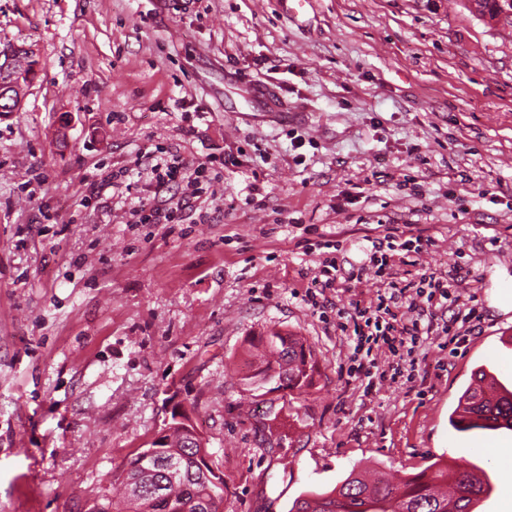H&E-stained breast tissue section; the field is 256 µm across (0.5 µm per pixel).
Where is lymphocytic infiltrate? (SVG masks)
<instances>
[{
  "label": "lymphocytic infiltrate",
  "instance_id": "obj_1",
  "mask_svg": "<svg viewBox=\"0 0 512 512\" xmlns=\"http://www.w3.org/2000/svg\"><path fill=\"white\" fill-rule=\"evenodd\" d=\"M421 250V238L395 228L372 239L366 247L359 276L374 281L375 294L367 300H353L337 309L338 329L347 340L350 353L346 383L356 384L364 397L376 395L396 384L404 365L436 337L444 336L452 352L466 349L474 322L481 318L477 305L463 300L455 284L435 271L417 279H397L394 259H406ZM451 314L439 321L440 311ZM386 363H379V356Z\"/></svg>",
  "mask_w": 512,
  "mask_h": 512
}]
</instances>
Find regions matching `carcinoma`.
Returning <instances> with one entry per match:
<instances>
[{"label":"carcinoma","mask_w":512,"mask_h":512,"mask_svg":"<svg viewBox=\"0 0 512 512\" xmlns=\"http://www.w3.org/2000/svg\"><path fill=\"white\" fill-rule=\"evenodd\" d=\"M467 2L474 14L492 24L496 0ZM257 344L263 349L257 354L260 366L242 378L244 386L257 389L258 382L266 379L276 382L269 388L272 392L281 388L284 377L291 391L303 392L313 385L314 353L303 339L270 331L250 347ZM448 423L458 433L497 430L502 425L512 429V391L491 404L470 385L459 396ZM156 452L162 461L174 459L180 463L182 473L178 479L167 482L160 493H135L137 484L159 477L155 461L142 460L139 452L122 470L121 498L115 500L104 493L90 512H220L224 482L216 483L200 475L202 449L187 447L174 433L171 442ZM488 487L484 472L455 469L444 460L398 484L383 473L367 477L352 471L332 491L296 500L289 512H471L474 501Z\"/></svg>","instance_id":"1"}]
</instances>
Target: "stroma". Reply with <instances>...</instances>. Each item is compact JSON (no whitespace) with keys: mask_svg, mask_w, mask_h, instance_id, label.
<instances>
[{"mask_svg":"<svg viewBox=\"0 0 512 512\" xmlns=\"http://www.w3.org/2000/svg\"><path fill=\"white\" fill-rule=\"evenodd\" d=\"M38 75L0 112V512H88L182 406L224 476V512H289L351 471L478 466L512 512V451L448 413L512 345V39L461 0H0V49ZM178 158L195 183L155 187ZM119 175L121 187L106 180ZM174 214L133 223L139 208ZM425 243L399 278L459 269L483 318L361 398L335 313L301 300L341 241L334 304L369 299L360 247ZM276 328L317 361L306 393L245 390ZM287 437L270 436L277 413Z\"/></svg>","mask_w":512,"mask_h":512,"instance_id":"stroma-1","label":"stroma"}]
</instances>
